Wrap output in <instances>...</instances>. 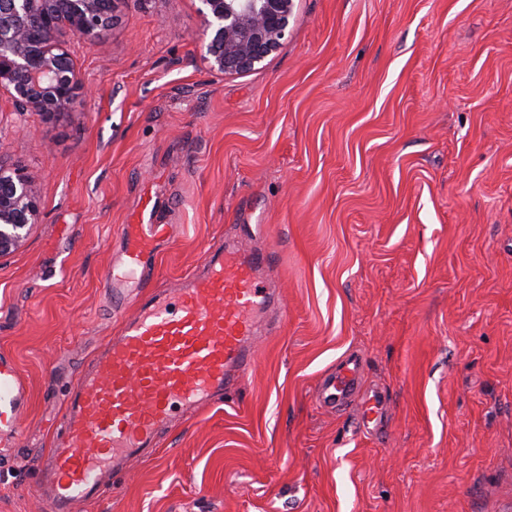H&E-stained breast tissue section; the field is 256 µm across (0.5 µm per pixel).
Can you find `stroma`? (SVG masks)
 <instances>
[{
  "instance_id": "stroma-1",
  "label": "stroma",
  "mask_w": 512,
  "mask_h": 512,
  "mask_svg": "<svg viewBox=\"0 0 512 512\" xmlns=\"http://www.w3.org/2000/svg\"><path fill=\"white\" fill-rule=\"evenodd\" d=\"M197 0H120L71 42L84 89L44 119L0 90V164L39 217L0 258V354L29 388L0 512L62 396L115 334L124 224H165L163 291L261 224L287 311L236 402L184 413L74 512H512V0H295L240 76L201 60ZM389 397L363 435L322 408L348 355Z\"/></svg>"
}]
</instances>
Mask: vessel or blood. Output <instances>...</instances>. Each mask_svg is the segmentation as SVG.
I'll list each match as a JSON object with an SVG mask.
<instances>
[{
    "label": "vessel or blood",
    "mask_w": 512,
    "mask_h": 512,
    "mask_svg": "<svg viewBox=\"0 0 512 512\" xmlns=\"http://www.w3.org/2000/svg\"><path fill=\"white\" fill-rule=\"evenodd\" d=\"M164 224H126L119 272L109 273L112 306L122 310L131 288L142 291L139 309L118 336L80 373L65 396L60 437L36 458L31 492L48 512H72L101 496L102 473L125 471L127 462L150 453L176 408L236 396L254 363V344L270 325L264 314L279 299L263 273L270 252L240 245L214 251L204 274L172 295L144 293ZM363 364L348 357L323 378L318 400L331 409L355 408L369 436L387 425L385 391L362 384ZM27 386L17 366L0 357V444L21 435L19 417Z\"/></svg>",
    "instance_id": "b4317fda"
}]
</instances>
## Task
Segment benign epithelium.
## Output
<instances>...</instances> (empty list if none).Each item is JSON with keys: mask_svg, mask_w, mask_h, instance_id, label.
Instances as JSON below:
<instances>
[{"mask_svg": "<svg viewBox=\"0 0 512 512\" xmlns=\"http://www.w3.org/2000/svg\"><path fill=\"white\" fill-rule=\"evenodd\" d=\"M118 0H0V90L27 112H63L82 88L62 31L93 42L112 27ZM201 60L222 75L256 69L280 48L294 0H198ZM31 178L0 165V258L37 223Z\"/></svg>", "mask_w": 512, "mask_h": 512, "instance_id": "7a95c632", "label": "benign epithelium"}]
</instances>
